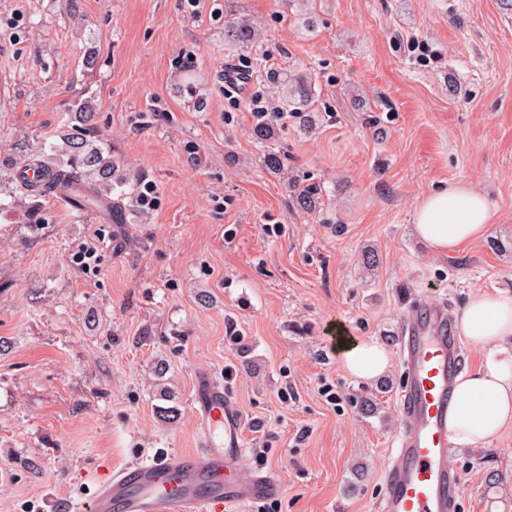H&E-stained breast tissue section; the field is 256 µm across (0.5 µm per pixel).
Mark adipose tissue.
<instances>
[{"instance_id":"adipose-tissue-1","label":"adipose tissue","mask_w":512,"mask_h":512,"mask_svg":"<svg viewBox=\"0 0 512 512\" xmlns=\"http://www.w3.org/2000/svg\"><path fill=\"white\" fill-rule=\"evenodd\" d=\"M496 220L486 196L462 181L426 193L413 214L415 232L439 255L483 239ZM457 327L483 359L456 378L449 430L453 442L478 446L512 423V357L502 349L512 336V294H472ZM341 364L356 379L370 381L389 369L390 357L375 341L364 340L342 351Z\"/></svg>"}]
</instances>
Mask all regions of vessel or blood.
I'll return each instance as SVG.
<instances>
[{
	"label": "vessel or blood",
	"instance_id": "obj_1",
	"mask_svg": "<svg viewBox=\"0 0 512 512\" xmlns=\"http://www.w3.org/2000/svg\"><path fill=\"white\" fill-rule=\"evenodd\" d=\"M402 419L385 468L379 512H456L461 476L448 463V418L463 363L455 317L441 303L418 304L398 337ZM197 448L112 471L98 484L87 512H237L282 495L272 473L243 471L245 416L210 374L196 378Z\"/></svg>",
	"mask_w": 512,
	"mask_h": 512
}]
</instances>
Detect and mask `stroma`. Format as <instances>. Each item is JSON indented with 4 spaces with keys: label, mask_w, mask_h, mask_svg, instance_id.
<instances>
[{
    "label": "stroma",
    "mask_w": 512,
    "mask_h": 512,
    "mask_svg": "<svg viewBox=\"0 0 512 512\" xmlns=\"http://www.w3.org/2000/svg\"><path fill=\"white\" fill-rule=\"evenodd\" d=\"M242 20L246 48L224 37ZM238 65L250 78L225 93ZM290 71L312 79L322 121L278 125L274 173L251 101L280 99ZM80 99L128 178L126 221L19 195L0 175V512H69L114 468L194 449L201 372L247 417L243 467L265 452L282 481L271 512H379L408 307L458 312L473 293L512 291V15L498 0H0V162L55 142ZM149 181L153 208L139 202ZM455 181L499 220L437 255L413 212ZM298 184L320 186L317 209ZM90 241L94 273L72 260ZM334 321L383 347L389 369L350 377L327 342ZM162 384L171 423L156 414ZM355 393L375 410L351 408ZM448 460L459 512L491 497L512 512V425Z\"/></svg>",
    "instance_id": "stroma-1"
}]
</instances>
